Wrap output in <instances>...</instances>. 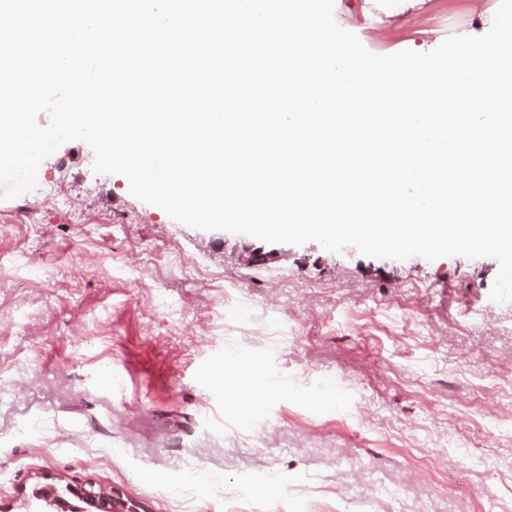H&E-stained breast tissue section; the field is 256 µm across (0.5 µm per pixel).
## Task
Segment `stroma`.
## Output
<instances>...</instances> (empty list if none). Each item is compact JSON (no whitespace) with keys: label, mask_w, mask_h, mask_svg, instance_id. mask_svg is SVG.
<instances>
[{"label":"stroma","mask_w":512,"mask_h":512,"mask_svg":"<svg viewBox=\"0 0 512 512\" xmlns=\"http://www.w3.org/2000/svg\"><path fill=\"white\" fill-rule=\"evenodd\" d=\"M499 2L381 16L335 0L334 16L390 55L438 47ZM92 162L65 143L41 193L0 200V512L45 475L147 512H512L496 259L199 230ZM253 365L273 390L232 396L226 370Z\"/></svg>","instance_id":"obj_1"}]
</instances>
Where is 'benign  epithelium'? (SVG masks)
Instances as JSON below:
<instances>
[{"mask_svg": "<svg viewBox=\"0 0 512 512\" xmlns=\"http://www.w3.org/2000/svg\"><path fill=\"white\" fill-rule=\"evenodd\" d=\"M44 501L54 505L55 512H143L137 501L93 481L68 484L64 494L51 483L37 484L24 504L42 512Z\"/></svg>", "mask_w": 512, "mask_h": 512, "instance_id": "7a95c632", "label": "benign epithelium"}]
</instances>
